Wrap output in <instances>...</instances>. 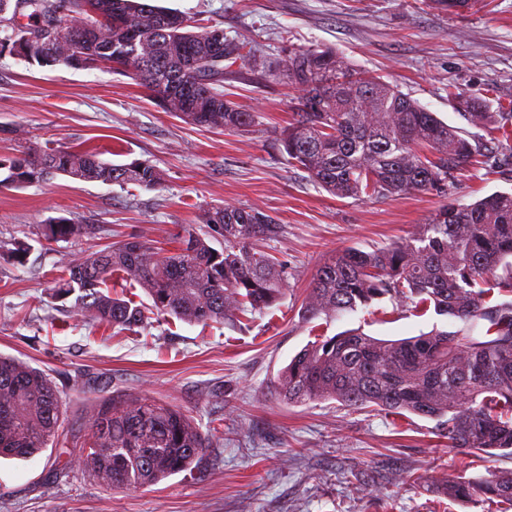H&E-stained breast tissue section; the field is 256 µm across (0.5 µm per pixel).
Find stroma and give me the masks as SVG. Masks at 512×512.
<instances>
[{"mask_svg": "<svg viewBox=\"0 0 512 512\" xmlns=\"http://www.w3.org/2000/svg\"><path fill=\"white\" fill-rule=\"evenodd\" d=\"M152 3L255 46V64L225 70L224 94L258 118L237 132L203 128L162 112L126 75L0 54V127L41 146L92 148L115 164L146 160L163 173L153 189L61 175L0 188V354L46 370L69 414L53 446L26 460L0 459V512H497L496 503L463 505L439 489L456 477L512 471L511 455L449 447L434 421L414 415L353 411L333 401L288 406L272 391L278 371L315 334L360 325L369 335L400 339L457 328L452 318L419 316L386 299L378 314L313 326L302 322L301 304L315 269L336 251H369L407 237L444 199L468 204L511 191L512 140L481 132L498 164L456 174L447 197L341 199L289 164L280 139L295 93L261 71L288 44L328 46L463 128L449 86L494 112L512 103V0H476L454 12L433 0ZM226 203L261 210L284 226L265 250L281 265L285 294L248 325L162 319L118 334L53 297L62 263L133 237L173 249L182 225ZM58 216L101 232L41 242L42 224ZM19 241L29 245L20 257ZM115 393L149 395L188 412L211 434V448L191 470L153 486L100 484L76 459L87 441V411Z\"/></svg>", "mask_w": 512, "mask_h": 512, "instance_id": "obj_1", "label": "stroma"}]
</instances>
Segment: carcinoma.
<instances>
[{
    "label": "carcinoma",
    "instance_id": "cac0c4a2",
    "mask_svg": "<svg viewBox=\"0 0 512 512\" xmlns=\"http://www.w3.org/2000/svg\"><path fill=\"white\" fill-rule=\"evenodd\" d=\"M32 23L15 27L16 16ZM65 23L64 39L45 32ZM0 48L41 66L106 68L132 76L164 111L186 123L235 132L256 114L224 98V69L252 57L215 25L148 0H0ZM270 77L297 90L281 143L288 162L338 198L386 200L434 191L447 196L454 174L494 165L483 142L452 126L382 77L357 70L322 46H293ZM448 97L475 128L508 136L509 112H491L455 86ZM0 187L21 188L61 174L84 182L151 189L160 170L146 161L112 164L91 149L24 147L0 156ZM205 229L187 224L172 251L147 241L114 242L65 266L55 295L82 316L121 331L156 318L225 323L263 311L284 293L278 261L258 244L282 225L253 208L207 210ZM57 217L43 226L50 244L91 232ZM215 239L222 248L209 244ZM144 289L142 306L106 290L115 274ZM461 323L401 340L358 327L308 343L277 374L274 396L287 405L335 401L360 411L412 414L436 421L448 447L473 453L512 451V192L458 205L443 203L408 238L371 252L348 247L313 274L301 319L372 315L383 299ZM66 403L48 373L0 356V457L29 458L58 437ZM211 447L191 416L146 395L99 400L88 415V451L77 458L116 490L151 486L181 473ZM450 501L485 500L512 512V472L452 480Z\"/></svg>",
    "mask_w": 512,
    "mask_h": 512
}]
</instances>
